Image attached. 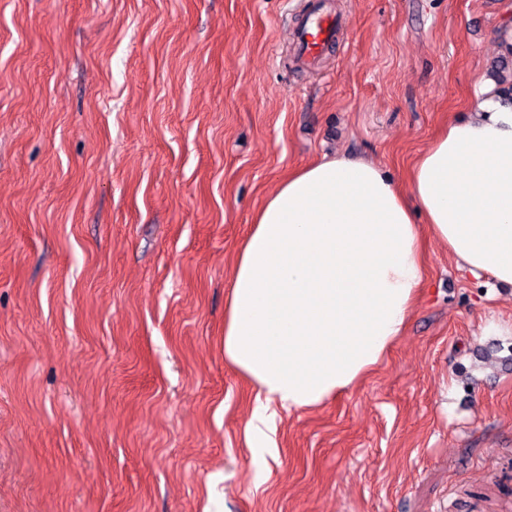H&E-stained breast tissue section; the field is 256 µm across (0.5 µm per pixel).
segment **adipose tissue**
I'll return each instance as SVG.
<instances>
[{
    "label": "adipose tissue",
    "instance_id": "obj_1",
    "mask_svg": "<svg viewBox=\"0 0 512 512\" xmlns=\"http://www.w3.org/2000/svg\"><path fill=\"white\" fill-rule=\"evenodd\" d=\"M473 277L512 285V103L486 85L406 184L331 156L284 178L232 268L224 360L263 394L247 424L271 447L277 409L355 386L402 335L421 288V225Z\"/></svg>",
    "mask_w": 512,
    "mask_h": 512
}]
</instances>
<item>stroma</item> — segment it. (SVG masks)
<instances>
[{
    "label": "stroma",
    "mask_w": 512,
    "mask_h": 512,
    "mask_svg": "<svg viewBox=\"0 0 512 512\" xmlns=\"http://www.w3.org/2000/svg\"><path fill=\"white\" fill-rule=\"evenodd\" d=\"M0 0V512H512V286L428 241L403 336L279 412L224 360L237 249L326 154L395 178L468 114L512 0ZM339 26L336 14L325 5L295 24L293 36L306 63L318 61L326 49L336 42Z\"/></svg>",
    "instance_id": "obj_1"
}]
</instances>
